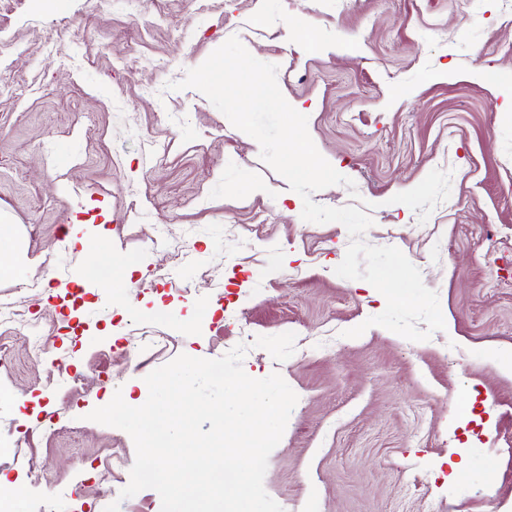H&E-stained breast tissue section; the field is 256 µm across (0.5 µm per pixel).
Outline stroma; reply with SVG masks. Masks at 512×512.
Wrapping results in <instances>:
<instances>
[{
    "mask_svg": "<svg viewBox=\"0 0 512 512\" xmlns=\"http://www.w3.org/2000/svg\"><path fill=\"white\" fill-rule=\"evenodd\" d=\"M233 36L352 181L312 201L368 213L365 241L404 253L449 329L345 337L386 307L336 275L346 228L303 221L256 140L171 88ZM483 69H512V0H0V215L26 268L0 305L58 345L47 365L0 325V476L18 491L0 512H161L152 489L120 499L111 455L134 443L88 415L240 343L249 377L298 396L264 478L279 505L512 512V81ZM71 233L94 253L63 248ZM157 333L167 346L134 357Z\"/></svg>",
    "mask_w": 512,
    "mask_h": 512,
    "instance_id": "35a3bbf8",
    "label": "stroma"
}]
</instances>
